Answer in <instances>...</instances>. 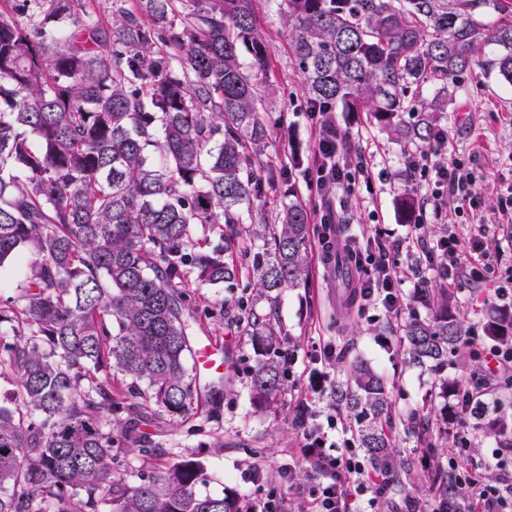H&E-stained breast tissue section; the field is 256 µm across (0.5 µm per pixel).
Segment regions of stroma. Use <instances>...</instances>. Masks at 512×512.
I'll list each match as a JSON object with an SVG mask.
<instances>
[{"label": "stroma", "mask_w": 512, "mask_h": 512, "mask_svg": "<svg viewBox=\"0 0 512 512\" xmlns=\"http://www.w3.org/2000/svg\"><path fill=\"white\" fill-rule=\"evenodd\" d=\"M253 5L268 47L267 67L258 82L273 91L260 167L277 171L279 178L263 184L244 223L225 225L220 233L211 225H197L203 250L221 251L236 266L237 275L217 286L189 280L182 309L189 335L227 344L236 369L216 394L199 395L189 420L166 416L158 425H140V432L162 444L164 455L146 458L137 448L127 447L118 459L128 468L157 472L179 454L202 464L200 494L238 501L271 495L287 512H295L298 490L314 483L317 474L301 467L287 479L281 468L302 444V431L294 422L305 391L302 370L315 350L327 346L334 355L322 367L330 382L344 380L351 362L362 359L388 384L392 409L385 429L403 466L397 476H377L382 490L379 512H422L429 494L447 492L451 464L470 465L498 447L501 437L491 432L492 422L505 419L512 429V376L492 373L482 358L494 343L486 332L488 320L503 309L512 313V302L497 300L493 282L473 281L467 270H460L452 293L464 319L466 344L449 355L447 367L440 371L426 363L404 362L401 327L412 318L430 317L420 295L423 289L438 288L439 281L424 244L409 241L414 221L403 217L399 199L405 189H412L417 209L425 210L424 243L451 231L468 236L481 226L489 261L512 264V224L500 210L512 185V84L485 64L457 78L448 110L438 123L440 137L429 143L393 140L365 114L330 112L343 140L340 159L350 179L321 190L307 179L305 167L313 160L323 126L309 117L304 76L282 19L283 4L253 0ZM437 154L467 163L479 189L477 209H460L449 195L434 201L425 170L408 178V156ZM290 171L295 174L291 180L286 177ZM292 183L309 214V277L268 295L261 292L252 269L257 252L272 244L264 227L274 223ZM326 236L336 241L335 258L328 262L322 259L320 244ZM374 237L381 240L383 259L392 266L404 298L397 315L357 292L374 269L367 260L375 252L370 243ZM361 254L366 257L362 263L357 260ZM268 314L274 315L281 331L272 351L257 345L251 334L254 318ZM290 356L296 363L285 373V390L266 401L256 399L252 374L257 365L268 358L282 363ZM467 377L477 382L488 412L481 425L470 428L463 448L452 411L454 398L443 385Z\"/></svg>", "instance_id": "obj_1"}]
</instances>
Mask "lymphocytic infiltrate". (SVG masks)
Here are the masks:
<instances>
[{"label":"lymphocytic infiltrate","mask_w":512,"mask_h":512,"mask_svg":"<svg viewBox=\"0 0 512 512\" xmlns=\"http://www.w3.org/2000/svg\"><path fill=\"white\" fill-rule=\"evenodd\" d=\"M338 133L335 125L326 124L312 162L318 186L326 187L343 181L345 174L336 164ZM433 198L449 194L462 205L477 208L479 196L471 172L460 159H436L432 168ZM485 242L482 237L460 238L456 234L437 241L432 257L441 286L456 285L460 267H468L473 279L497 281V296L512 293V265L493 270L484 262ZM327 373L314 369L308 374L306 394L308 403L300 408V420L305 426L304 442L298 451L300 463L313 465L318 473L316 484L301 501L300 512H350L349 497L352 488L367 489L365 467L358 460L354 448L333 454L329 432L336 427L335 418L320 420L311 402L322 397L328 388ZM512 465V444L503 443L495 449L487 464L473 465L449 476L451 483L464 487L462 495H435L429 498L427 512H512V493L485 479L488 470L505 469Z\"/></svg>","instance_id":"f902f5d3"}]
</instances>
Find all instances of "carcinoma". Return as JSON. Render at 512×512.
I'll return each instance as SVG.
<instances>
[{
	"instance_id": "obj_1",
	"label": "carcinoma",
	"mask_w": 512,
	"mask_h": 512,
	"mask_svg": "<svg viewBox=\"0 0 512 512\" xmlns=\"http://www.w3.org/2000/svg\"><path fill=\"white\" fill-rule=\"evenodd\" d=\"M75 2L41 0L33 27L0 12V269L25 264L17 294L0 301L13 336L0 342V512H239L233 499L197 492L195 460L112 471L123 447L163 452L112 417V370L130 380L122 409L136 420L191 417L184 288L192 276L235 278L233 265L201 250L194 225L242 223L261 184L270 100L254 74L268 47L252 0H186V12L180 0H141L106 29ZM283 3L313 112L339 105L426 142L447 111L448 80L487 47L512 84V13L486 21L487 0ZM432 83V99L410 106L408 93ZM415 110L406 124L402 114ZM278 221L274 250L254 266L269 292L308 277L309 217L292 182ZM421 301L436 312L404 326L406 355L441 369L463 323L448 289ZM487 332L507 338L512 314ZM253 336L277 343L273 318L254 322ZM285 387L278 362L254 369L256 397ZM335 395L375 468L396 474L380 424L383 378L358 360Z\"/></svg>"
}]
</instances>
